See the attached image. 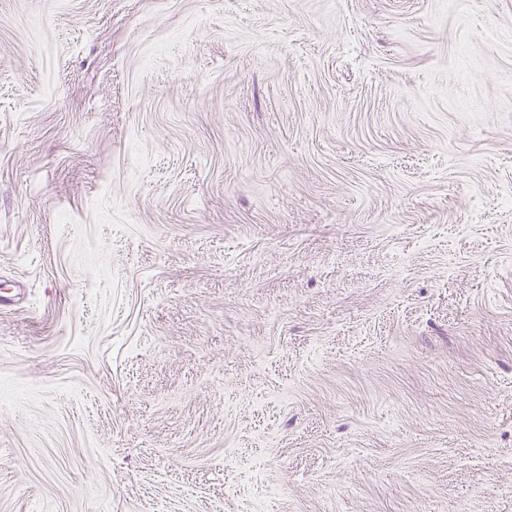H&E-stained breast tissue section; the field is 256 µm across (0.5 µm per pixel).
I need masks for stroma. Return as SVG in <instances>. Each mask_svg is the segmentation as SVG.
Here are the masks:
<instances>
[{"label":"stroma","instance_id":"1","mask_svg":"<svg viewBox=\"0 0 512 512\" xmlns=\"http://www.w3.org/2000/svg\"><path fill=\"white\" fill-rule=\"evenodd\" d=\"M512 512V0H0V512Z\"/></svg>","mask_w":512,"mask_h":512}]
</instances>
